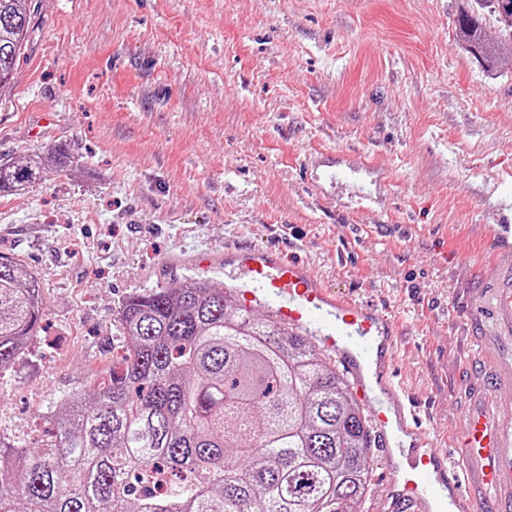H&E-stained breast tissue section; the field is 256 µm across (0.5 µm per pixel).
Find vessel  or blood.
Returning a JSON list of instances; mask_svg holds the SVG:
<instances>
[{
    "label": "vessel or blood",
    "instance_id": "1",
    "mask_svg": "<svg viewBox=\"0 0 512 512\" xmlns=\"http://www.w3.org/2000/svg\"><path fill=\"white\" fill-rule=\"evenodd\" d=\"M490 243L505 264L466 330L475 348L462 420L461 448H441L393 372L399 344L395 320L372 304L325 286L307 266L274 248L248 245L197 253L188 266L220 273L243 311L267 308L282 325L312 334L349 376L367 407L390 478L380 512H512V426L497 407L512 401V204L501 203Z\"/></svg>",
    "mask_w": 512,
    "mask_h": 512
}]
</instances>
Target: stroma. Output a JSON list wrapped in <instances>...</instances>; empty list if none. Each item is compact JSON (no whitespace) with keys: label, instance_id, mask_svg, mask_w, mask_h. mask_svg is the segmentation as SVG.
Here are the masks:
<instances>
[{"label":"stroma","instance_id":"obj_1","mask_svg":"<svg viewBox=\"0 0 512 512\" xmlns=\"http://www.w3.org/2000/svg\"><path fill=\"white\" fill-rule=\"evenodd\" d=\"M466 0H28L0 97V164H68L0 194V254L46 312L0 372V433L112 367L133 292L197 281L174 259L274 245L400 327L396 374L442 445L460 435L471 345L458 329L498 258L512 196V54L479 63ZM342 164L315 201L309 155ZM374 202L350 208L358 191Z\"/></svg>","mask_w":512,"mask_h":512}]
</instances>
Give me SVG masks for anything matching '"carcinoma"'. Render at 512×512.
<instances>
[{"instance_id": "carcinoma-1", "label": "carcinoma", "mask_w": 512, "mask_h": 512, "mask_svg": "<svg viewBox=\"0 0 512 512\" xmlns=\"http://www.w3.org/2000/svg\"><path fill=\"white\" fill-rule=\"evenodd\" d=\"M512 53V0H469ZM30 29L27 0H0V94ZM58 151L0 164V192L66 165ZM45 302L36 277L0 255V370L25 350ZM112 370L53 411L30 445L0 435V512H363L371 435L344 376L301 333L240 310L208 280L132 293Z\"/></svg>"}]
</instances>
